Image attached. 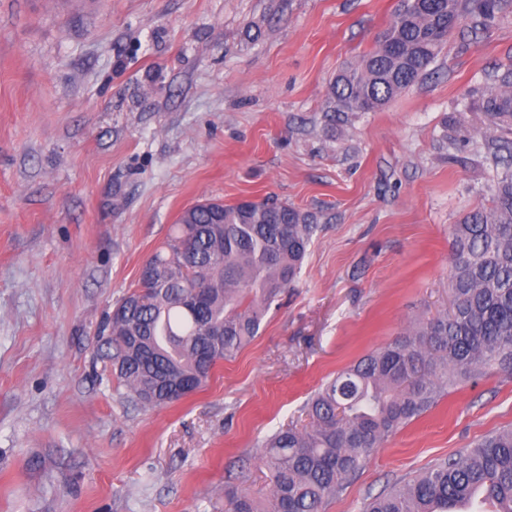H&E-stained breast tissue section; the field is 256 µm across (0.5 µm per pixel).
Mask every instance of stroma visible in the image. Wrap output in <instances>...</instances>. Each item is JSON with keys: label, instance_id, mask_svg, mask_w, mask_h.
I'll use <instances>...</instances> for the list:
<instances>
[{"label": "stroma", "instance_id": "obj_1", "mask_svg": "<svg viewBox=\"0 0 512 512\" xmlns=\"http://www.w3.org/2000/svg\"><path fill=\"white\" fill-rule=\"evenodd\" d=\"M400 0H0V512H224L266 496L262 443L327 378L450 308L449 228L488 205L484 113L512 9L453 32L423 80L329 124L327 86ZM452 133L454 145L443 142ZM274 195L317 212L259 335L144 407L102 329L180 213ZM512 427V372L450 388L325 512Z\"/></svg>", "mask_w": 512, "mask_h": 512}]
</instances>
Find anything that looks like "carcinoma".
Masks as SVG:
<instances>
[{
    "instance_id": "cac0c4a2",
    "label": "carcinoma",
    "mask_w": 512,
    "mask_h": 512,
    "mask_svg": "<svg viewBox=\"0 0 512 512\" xmlns=\"http://www.w3.org/2000/svg\"><path fill=\"white\" fill-rule=\"evenodd\" d=\"M512 0H401L374 51L342 68L325 118L375 112L419 82L463 21L487 31ZM474 102L501 135L480 151L495 172L491 206L450 227L452 310L405 330L326 381L307 403L309 425L265 441L266 500L224 492V512H324L369 453L457 385L491 367L512 372V64ZM316 213L274 196L186 208L118 299L105 329L112 373L146 407L200 389L215 365L258 336L302 267ZM512 512V428L371 498L364 512Z\"/></svg>"
}]
</instances>
